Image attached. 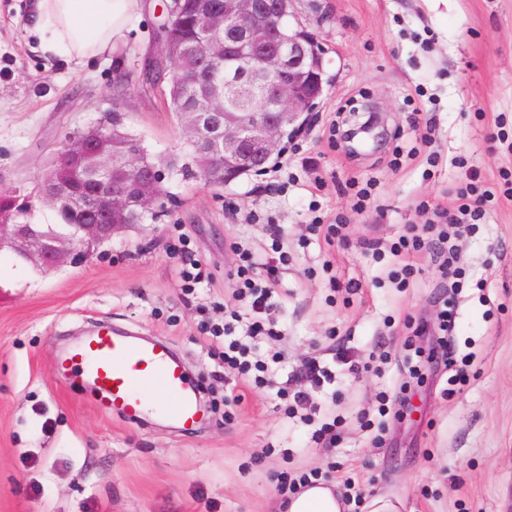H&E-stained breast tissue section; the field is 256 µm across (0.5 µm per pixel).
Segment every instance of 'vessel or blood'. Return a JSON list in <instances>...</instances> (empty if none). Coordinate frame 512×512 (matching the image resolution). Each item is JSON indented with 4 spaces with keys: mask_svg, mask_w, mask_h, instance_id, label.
<instances>
[{
    "mask_svg": "<svg viewBox=\"0 0 512 512\" xmlns=\"http://www.w3.org/2000/svg\"><path fill=\"white\" fill-rule=\"evenodd\" d=\"M63 363L95 392L103 412L126 422L155 415L188 432L204 415L195 385L164 343L101 327L74 346Z\"/></svg>",
    "mask_w": 512,
    "mask_h": 512,
    "instance_id": "obj_1",
    "label": "vessel or blood"
}]
</instances>
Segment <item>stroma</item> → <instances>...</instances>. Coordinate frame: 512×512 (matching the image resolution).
Segmentation results:
<instances>
[{
  "label": "stroma",
  "instance_id": "1",
  "mask_svg": "<svg viewBox=\"0 0 512 512\" xmlns=\"http://www.w3.org/2000/svg\"><path fill=\"white\" fill-rule=\"evenodd\" d=\"M33 4L0 0L2 195L34 190L58 142L111 107L115 73L163 49V0H143L109 55L81 66L47 59L31 32ZM293 10L324 48L331 83L273 167L222 187L169 182L168 216L131 225L74 266L45 273L0 252V512H269L280 473L312 468L340 490L398 500L401 512H512V194L503 179L512 171V0H295ZM122 101L127 129L150 153L183 151L161 88L133 79ZM372 110L378 143L353 152L329 142V124L344 131ZM416 110L432 116L430 128L413 125ZM397 132L417 155L399 154ZM346 180L371 183L370 209H352L338 190ZM474 180L495 197L483 224L454 242L461 279L425 252L409 287H395L389 245L426 221L417 202L449 206ZM318 215L343 216L347 245L309 238ZM270 223L284 230L288 265ZM180 238L208 275L191 294L172 248ZM239 245L279 279L281 335L260 347L283 361L270 387H243L228 408L221 361L198 322L236 306ZM351 280L361 289L350 296ZM454 296L442 346L440 302ZM100 322L166 342L201 385L209 420L186 434L101 412L61 366ZM380 345L389 362L337 371L314 391L311 416L276 395L304 387L296 373L309 358L345 352L364 362ZM411 347L426 364L408 405L385 417L383 432L362 427V412L401 382ZM333 417L342 432L320 447L313 434Z\"/></svg>",
  "mask_w": 512,
  "mask_h": 512
}]
</instances>
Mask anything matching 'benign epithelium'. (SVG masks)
Wrapping results in <instances>:
<instances>
[{
  "instance_id": "1",
  "label": "benign epithelium",
  "mask_w": 512,
  "mask_h": 512,
  "mask_svg": "<svg viewBox=\"0 0 512 512\" xmlns=\"http://www.w3.org/2000/svg\"><path fill=\"white\" fill-rule=\"evenodd\" d=\"M292 2L222 0L216 7L212 0H197L206 33L191 49L193 61L214 67L241 51L237 62L224 68V83L209 77L205 95L211 111L179 113L184 139L199 146V165L213 183L227 185L276 161L288 131L307 125L328 85L309 57L316 36L287 11ZM285 14L291 22L286 36L279 31ZM141 73L154 86L166 79L163 64L154 58L143 61ZM232 91H257L262 105L227 112ZM44 177L51 188L41 195L40 207L52 211L73 200L74 181L89 182V189L78 203L79 220L71 225L77 248L31 221L0 224V249L9 248L43 271L87 256L91 246L112 240L136 216H155L173 205L165 187L169 170L147 160L120 118L107 128L97 124L66 135Z\"/></svg>"
}]
</instances>
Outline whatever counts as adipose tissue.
I'll use <instances>...</instances> for the list:
<instances>
[{"label":"adipose tissue","mask_w":512,"mask_h":512,"mask_svg":"<svg viewBox=\"0 0 512 512\" xmlns=\"http://www.w3.org/2000/svg\"><path fill=\"white\" fill-rule=\"evenodd\" d=\"M141 0H36L33 31L49 58L77 65L108 54L141 12ZM343 495L322 482L289 496L284 512H344Z\"/></svg>","instance_id":"1"}]
</instances>
